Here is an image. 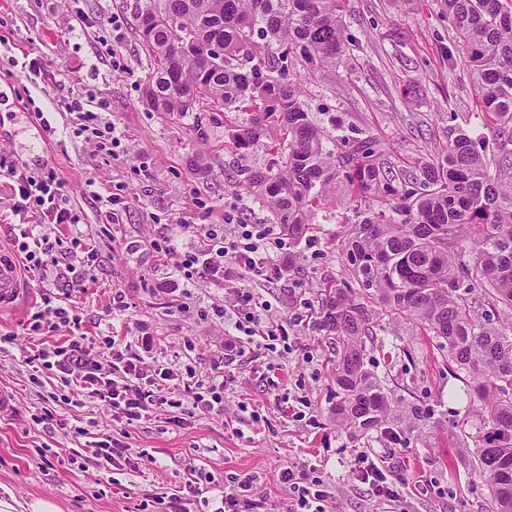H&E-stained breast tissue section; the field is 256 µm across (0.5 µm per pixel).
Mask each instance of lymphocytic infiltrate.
Instances as JSON below:
<instances>
[{
  "label": "lymphocytic infiltrate",
  "instance_id": "1",
  "mask_svg": "<svg viewBox=\"0 0 512 512\" xmlns=\"http://www.w3.org/2000/svg\"><path fill=\"white\" fill-rule=\"evenodd\" d=\"M72 112L78 132L93 139L99 150L108 152L119 146L114 124L104 121L106 102L96 110L86 109L80 99L64 101ZM0 179L10 192V210L19 223L37 224L39 232L33 241L18 240L14 246L26 271L35 272L48 292L44 294L28 324L31 335L60 326L80 327L82 317L69 298L53 296V288L69 281L71 289H80L89 268L98 262L94 250L77 252L63 248L56 234L60 224L77 223L71 209L63 207L65 182L51 168H31L18 160L0 159ZM201 237L198 249L180 251L175 239L167 238L156 244L155 250L170 261L172 277L192 280L200 277L224 286V306L236 316L235 333L224 342L225 357L239 353L243 338H252L257 348L275 350L277 342L288 339V331L280 325L271 305L257 302L253 293L239 287L243 275L264 276L270 266L286 259L291 249L287 236L274 231L269 224H240L232 212H225L220 224H202L197 229ZM102 361L91 359L80 338L69 339L54 355L37 351L31 362L39 370L52 372L63 386L74 388L94 397L110 409L114 421L134 424L158 416L172 402L167 397L170 382L178 380L177 368L157 364L148 368L144 357L133 351L122 336L106 337L101 349ZM75 437L85 438V451L99 468L125 466L137 470L139 462L128 454L125 441L108 437L89 440L83 427L73 429ZM281 480L291 493L289 512H326L328 492L321 481L307 478L293 469H285ZM256 475L246 473L231 478L229 483L212 482L213 512H261V500L253 498Z\"/></svg>",
  "mask_w": 512,
  "mask_h": 512
}]
</instances>
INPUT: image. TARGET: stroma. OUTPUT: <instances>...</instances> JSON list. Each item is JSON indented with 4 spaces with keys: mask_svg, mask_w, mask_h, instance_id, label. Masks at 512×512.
Instances as JSON below:
<instances>
[{
    "mask_svg": "<svg viewBox=\"0 0 512 512\" xmlns=\"http://www.w3.org/2000/svg\"><path fill=\"white\" fill-rule=\"evenodd\" d=\"M142 4L0 0V87L9 96L0 105V155L53 167L66 183L64 205L79 224L60 225L59 235L66 242L79 237L99 257L84 291L72 296L82 332L97 343L110 335L112 297L122 294L130 340L149 333L165 362L192 369L197 380L223 374L224 409L188 415L182 429L161 417L130 427L132 453L147 459L139 473L43 463L39 449L76 445L69 429L37 423L44 411L98 435L120 426L94 399L51 378L33 380L31 343L50 351L72 332L61 326L28 335L42 294L37 277H29L18 310L0 311V335L15 337L0 351V390L13 402L0 419V497L47 498L61 512H166L157 495L180 489L193 462L218 480L257 475L266 512H288L290 492L279 479L288 468L323 482L328 512H487L488 487L468 463L478 423L467 418L468 399L456 396L465 375L413 323L377 315L366 340L367 366L399 419L358 436L336 421V338L311 331L308 322L324 285L349 280L342 241L356 217L346 189L314 210L287 268L240 282L282 319L286 346L271 352L248 345L225 359L224 334L235 317L224 311L222 286L198 278L166 287L153 241L174 236L197 246L193 225L221 223L228 211L242 223H271L269 209L240 180L243 169L272 166L278 157L262 144L244 156L225 149L229 125H247L250 113L157 112L145 104L152 60L137 28ZM113 14L121 29L100 28ZM340 14L350 43L335 67L315 74L292 68L305 109L329 138H374L387 165L406 171L461 134L487 157L499 155L501 137L480 116L443 0H340ZM116 58L121 68L113 67ZM27 60L37 70L24 71ZM67 96L107 100L105 118L121 141L115 154L74 134ZM112 191L127 206L118 223L105 224L100 212ZM363 454L382 462L394 501L355 479Z\"/></svg>",
    "mask_w": 512,
    "mask_h": 512,
    "instance_id": "1",
    "label": "stroma"
}]
</instances>
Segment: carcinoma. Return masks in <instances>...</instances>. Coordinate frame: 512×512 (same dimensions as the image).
Returning <instances> with one entry per match:
<instances>
[{
    "instance_id": "cac0c4a2",
    "label": "carcinoma",
    "mask_w": 512,
    "mask_h": 512,
    "mask_svg": "<svg viewBox=\"0 0 512 512\" xmlns=\"http://www.w3.org/2000/svg\"><path fill=\"white\" fill-rule=\"evenodd\" d=\"M445 2L476 76L481 111L512 144V5ZM137 20L156 65L144 90L149 107L199 112L205 100L224 112H252L249 125L232 129L235 151L277 130L280 162L245 172L244 182L288 238L305 230L314 205L338 183L353 199L374 202L356 207L357 222L343 240L354 286L326 287L311 326L336 336L339 422L368 431L395 418L366 368L363 339L378 310L414 321L476 383L482 427L471 465L488 481L489 512H512V322L490 323L471 297L479 283L512 315V149L492 171L459 135L403 181L385 168L381 145L370 137L336 154L327 150L288 61L298 57L309 71L336 65L348 43L338 0H146ZM183 36L198 54L215 40L223 53L191 59L176 46Z\"/></svg>"
}]
</instances>
